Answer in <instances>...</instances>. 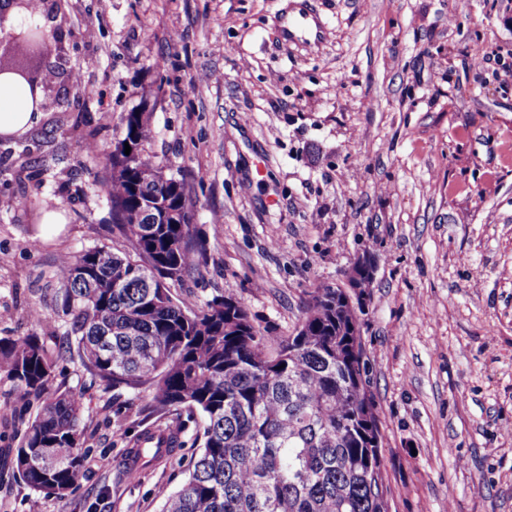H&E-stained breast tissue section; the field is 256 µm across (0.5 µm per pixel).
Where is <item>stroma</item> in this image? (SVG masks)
<instances>
[{
    "mask_svg": "<svg viewBox=\"0 0 512 512\" xmlns=\"http://www.w3.org/2000/svg\"><path fill=\"white\" fill-rule=\"evenodd\" d=\"M312 3L325 38L295 46L274 25L293 0H66L77 81L0 145V338L62 341L59 257L128 250L106 156L127 112L148 113L198 249L173 297L234 294L288 336L314 288L372 255L362 343L389 512H512V83L493 75L512 68V0ZM53 384L84 395L85 477L58 500L8 469L36 407L0 372V512H162L200 415L103 388L75 354ZM176 424L180 448L129 476L140 435Z\"/></svg>",
    "mask_w": 512,
    "mask_h": 512,
    "instance_id": "1",
    "label": "stroma"
}]
</instances>
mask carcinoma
<instances>
[{
    "label": "carcinoma",
    "mask_w": 512,
    "mask_h": 512,
    "mask_svg": "<svg viewBox=\"0 0 512 512\" xmlns=\"http://www.w3.org/2000/svg\"><path fill=\"white\" fill-rule=\"evenodd\" d=\"M13 2L25 35L12 39L13 68L0 81L20 88L30 111L43 112L24 63L43 38L58 44L64 32ZM147 127L144 115H125L133 158L112 153L106 181L112 224L134 255L101 245L67 257L57 271L67 324L58 347L36 334L0 338V370L41 403L12 449V469L32 492L60 500L84 474L82 396L52 387L58 360L74 351L105 387L149 390L159 409L203 417V448L163 512H387L382 435L375 411H363L365 350L356 344L359 317L345 287L314 289L291 336L260 329L233 296L199 311L174 298L166 269L176 265L182 278L196 266L190 204L172 189L182 179L162 177L145 152ZM160 201L175 206L177 220L154 223ZM179 433H143L130 466L171 455Z\"/></svg>",
    "instance_id": "1"
}]
</instances>
